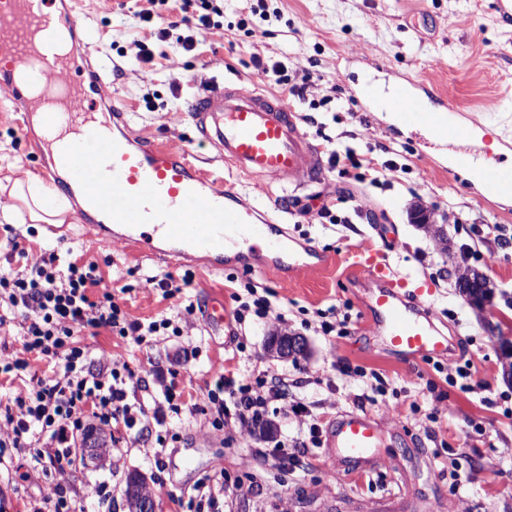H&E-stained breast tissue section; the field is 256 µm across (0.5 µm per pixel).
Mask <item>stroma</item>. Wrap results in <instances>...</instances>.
Instances as JSON below:
<instances>
[{
  "instance_id": "35a3bbf8",
  "label": "stroma",
  "mask_w": 512,
  "mask_h": 512,
  "mask_svg": "<svg viewBox=\"0 0 512 512\" xmlns=\"http://www.w3.org/2000/svg\"><path fill=\"white\" fill-rule=\"evenodd\" d=\"M493 0H224V26L203 33L193 51L165 47L144 61L142 46L151 29L137 13L146 0H82L80 19L97 34L96 48L110 55L113 97L128 112L130 131L140 137L186 151L191 162L242 193L258 188L215 161L214 151L198 141L188 106L213 82L226 78L249 86L255 61L283 62L292 83L305 86L319 110L298 106L302 128L322 157L347 147L359 159L379 166V182L359 181L327 168L325 178L294 191L273 186L270 195L289 213L285 229L293 247L307 246L329 256L322 269L284 282L272 271L246 272L230 266L213 271L203 263H178L135 252L117 242L97 246L86 226L68 217L56 233L39 224L0 223V272H22L50 252L73 255L98 266L108 288H127L132 317L166 314L178 319L186 305L195 312L182 323L180 336L153 348L100 331L82 332L80 341L93 354H123L132 369L147 362L175 368L178 386L203 398L213 368L272 370L287 374L288 395L310 405L322 428L343 414L365 412L380 424L382 460L375 469L356 473L330 471L322 449H312L306 467L283 471L274 459L276 442L292 443L294 421L271 410L270 431L239 437L216 430L208 418L169 415L157 436L142 439L114 433L108 452L74 462L67 481L81 512H128L124 496L128 473L144 474L159 512H189L196 483L223 466L248 490L226 495L224 512H512V383L503 379L499 352L485 318L512 336V308L501 292L512 294V247H501L486 227L500 225L512 236V198L485 197L479 185L451 169L447 144L426 130L395 122L392 113L368 112L355 88L374 77L388 88L410 78L434 85L461 114L482 118L485 160L512 163V147L494 150L492 142L512 144V16L492 10ZM499 108L482 113L487 100ZM36 131L12 101V87L0 78V181L42 175L32 140ZM345 196L340 223H323L322 203ZM440 229L443 241L434 240ZM483 238H475V229ZM17 239L22 253L12 252ZM477 255L472 267L489 275L498 291L478 314L459 295L453 270L461 244ZM359 246L378 250L395 273L411 286L429 284L427 305L432 323L447 336L448 355L408 361L375 337L365 318L366 294L359 271L347 257ZM191 274L193 284L181 296L162 299L160 291L134 278V271ZM252 277L270 291L265 318L234 321L237 304L229 277ZM220 301L231 321L219 330L203 320L202 308ZM335 307L351 319L345 335L324 334L319 313ZM304 337L307 356L285 358L269 348L276 333ZM197 340V357L177 363L183 337ZM466 367L468 387L447 382L448 374ZM166 437L162 460H155L157 437ZM22 459L0 461V512H23L43 495L46 478L20 480ZM89 482L104 483V500L83 495Z\"/></svg>"
}]
</instances>
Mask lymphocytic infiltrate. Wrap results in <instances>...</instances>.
Instances as JSON below:
<instances>
[{
    "mask_svg": "<svg viewBox=\"0 0 512 512\" xmlns=\"http://www.w3.org/2000/svg\"><path fill=\"white\" fill-rule=\"evenodd\" d=\"M180 21L154 30L156 41L175 40L193 50L197 37L224 15V0H182ZM95 263L61 261L49 254L41 263L17 275H0V302L9 315H0V328L9 318L20 321L22 347L0 358V375L15 374L23 382L0 409V457L26 453L32 472L54 480L30 512H76L65 479L73 465L72 449L86 434L91 420L125 431L142 432L163 425L169 414L208 417L216 428L248 430L263 425L269 407L283 401L286 382L270 371L243 375L226 367L216 369L203 400L183 399L167 372L150 366L160 396L138 395L140 376L121 354L92 358L77 336L105 329L113 335L148 347L159 337L179 335L171 318L148 322L130 316L119 293L104 288ZM242 478L216 467L213 476L195 488L196 512H219L224 493L243 490Z\"/></svg>",
    "mask_w": 512,
    "mask_h": 512,
    "instance_id": "lymphocytic-infiltrate-1",
    "label": "lymphocytic infiltrate"
}]
</instances>
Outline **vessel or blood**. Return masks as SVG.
I'll return each mask as SVG.
<instances>
[{
	"label": "vessel or blood",
	"instance_id": "b4317fda",
	"mask_svg": "<svg viewBox=\"0 0 512 512\" xmlns=\"http://www.w3.org/2000/svg\"><path fill=\"white\" fill-rule=\"evenodd\" d=\"M50 4L0 0V71L23 75L26 88L40 87L31 102L41 108L51 130L68 138L54 164L69 174L65 189L79 192L80 216L95 239L130 243L162 258L201 254L216 270L253 263L290 277L326 264L321 252L287 250L281 225L244 203L233 185L219 184L191 163L184 150L126 135V111L108 89L111 63L91 62V31L76 13L57 17ZM58 25L67 28L70 43L53 50L46 37ZM62 73L72 74V81L59 82ZM263 82L255 76L246 89L228 80L194 97L189 112L200 139L258 187L317 183L324 172L319 150L303 131L300 115L267 93ZM359 96L369 112L387 111L389 102H396L401 123L414 128L428 126L434 115L456 112L434 87L413 80L395 83L387 101L367 80ZM101 106L110 119L90 154L80 132ZM452 165L480 169L485 195L512 196V166H488L466 151L455 152ZM217 238L224 241L223 252L207 253L208 243ZM354 260L367 272V316L374 333L414 361L446 355L447 337L427 318V289L409 288L407 279L379 262L376 253L362 251ZM381 442L372 416L350 412L328 430L325 451L329 461L367 470Z\"/></svg>",
	"mask_w": 512,
	"mask_h": 512
}]
</instances>
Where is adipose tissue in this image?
<instances>
[{"mask_svg":"<svg viewBox=\"0 0 512 512\" xmlns=\"http://www.w3.org/2000/svg\"><path fill=\"white\" fill-rule=\"evenodd\" d=\"M8 194L11 206L0 210V217L10 224H63L67 221L70 204L57 192L46 186L37 176L30 175L14 180L11 184L0 183V194Z\"/></svg>","mask_w":512,"mask_h":512,"instance_id":"1","label":"adipose tissue"}]
</instances>
